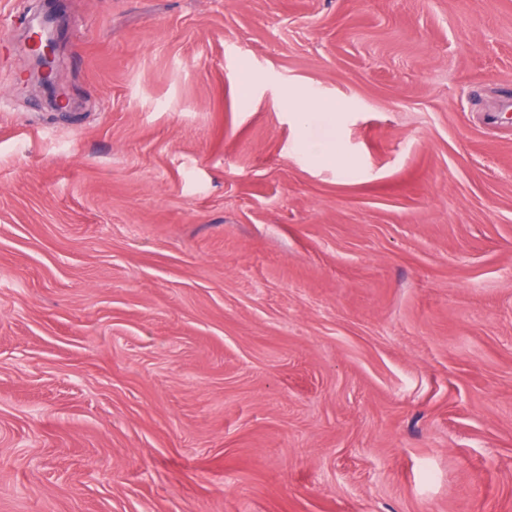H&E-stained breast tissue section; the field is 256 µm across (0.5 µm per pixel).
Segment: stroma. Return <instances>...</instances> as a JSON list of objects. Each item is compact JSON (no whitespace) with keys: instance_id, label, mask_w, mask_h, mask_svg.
Here are the masks:
<instances>
[{"instance_id":"obj_1","label":"stroma","mask_w":512,"mask_h":512,"mask_svg":"<svg viewBox=\"0 0 512 512\" xmlns=\"http://www.w3.org/2000/svg\"><path fill=\"white\" fill-rule=\"evenodd\" d=\"M0 512H512V0H0ZM51 21L50 17H46L29 28L27 49L33 60L37 83L54 99L58 108H67L70 98L56 84L58 47L50 27Z\"/></svg>"}]
</instances>
